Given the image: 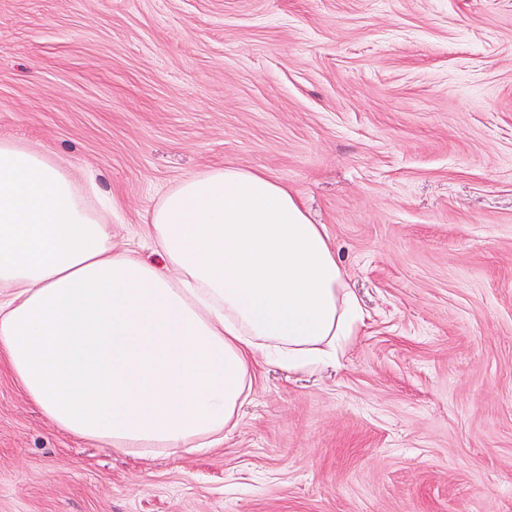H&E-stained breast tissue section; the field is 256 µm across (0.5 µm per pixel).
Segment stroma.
<instances>
[{"label":"stroma","mask_w":512,"mask_h":512,"mask_svg":"<svg viewBox=\"0 0 512 512\" xmlns=\"http://www.w3.org/2000/svg\"><path fill=\"white\" fill-rule=\"evenodd\" d=\"M0 139L111 197L112 240L214 166L324 225L365 311L258 368L234 428L143 459L0 361V512H512V0H0Z\"/></svg>","instance_id":"35a3bbf8"}]
</instances>
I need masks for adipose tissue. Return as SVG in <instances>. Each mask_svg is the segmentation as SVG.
Listing matches in <instances>:
<instances>
[{
  "mask_svg": "<svg viewBox=\"0 0 512 512\" xmlns=\"http://www.w3.org/2000/svg\"><path fill=\"white\" fill-rule=\"evenodd\" d=\"M163 265L113 244L66 160L0 140V357L60 430L146 456L237 423L254 360L334 359L364 320L323 225L231 164L147 219Z\"/></svg>",
  "mask_w": 512,
  "mask_h": 512,
  "instance_id": "ef3b65f1",
  "label": "adipose tissue"
}]
</instances>
